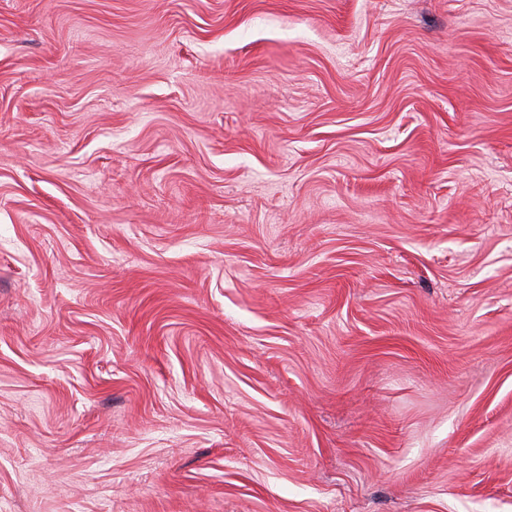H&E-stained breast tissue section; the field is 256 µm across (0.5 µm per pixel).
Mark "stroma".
<instances>
[{"instance_id":"35a3bbf8","label":"stroma","mask_w":512,"mask_h":512,"mask_svg":"<svg viewBox=\"0 0 512 512\" xmlns=\"http://www.w3.org/2000/svg\"><path fill=\"white\" fill-rule=\"evenodd\" d=\"M0 512H512V0H0Z\"/></svg>"}]
</instances>
